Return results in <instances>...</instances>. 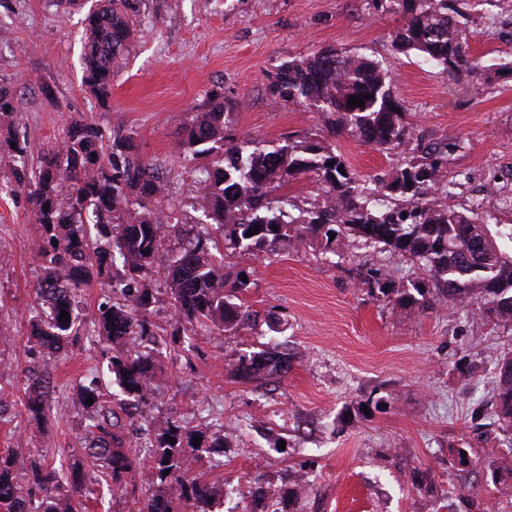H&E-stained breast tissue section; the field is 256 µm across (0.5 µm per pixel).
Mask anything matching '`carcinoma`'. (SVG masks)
I'll return each instance as SVG.
<instances>
[{
    "label": "carcinoma",
    "instance_id": "carcinoma-1",
    "mask_svg": "<svg viewBox=\"0 0 512 512\" xmlns=\"http://www.w3.org/2000/svg\"><path fill=\"white\" fill-rule=\"evenodd\" d=\"M130 0H104L91 13L84 33V83L99 99L112 96L115 70L134 36ZM372 16L399 15L402 25L392 46L414 51L422 62L468 78L472 92L492 78L490 68L473 57L461 29L459 0H371ZM270 90L290 105L322 115L326 135L257 147L252 139L230 133L239 103L212 93L193 110L184 126L183 153L194 164L195 195L171 203L174 180L137 152L132 134L108 136L92 121L74 120L61 142L31 165L26 142L15 126L12 93L0 86V128L15 144L14 181L31 204L32 223L47 247L39 253L46 276L35 287L45 316L33 324L37 346L51 353L68 347L82 323L90 321L112 350V382L134 408L149 403L156 379L161 341L149 319L156 303L153 283L163 277L170 291L176 323L186 330L204 326L235 333L257 325L258 316L244 306L255 285L254 270L224 269L220 249L241 256L264 257L312 248L338 254L344 242L381 246L391 258H406L417 270L400 274L389 265L365 266L357 272L360 288L400 311L421 314L435 308L466 310L512 327V224H485L481 205L458 209L448 203L452 189L448 159L460 147L457 136L435 140L414 135L408 112L386 83L379 63L363 55L321 49L280 66ZM365 106L350 107L349 98ZM348 135L401 160L374 184L360 179L333 139ZM301 177L313 179L317 195L298 204L275 191ZM200 210L215 225L205 237L185 222V209ZM407 217H402V214ZM177 227L182 242L169 249L167 229ZM258 233L248 235L252 228ZM335 237H330V234ZM168 252L158 270L156 257ZM112 272L107 282L112 301L90 318L81 314L77 291L93 274ZM247 277L243 282L241 277ZM68 319L59 321L61 311ZM231 374L242 382L283 377L290 358L281 343L249 354L229 356ZM493 385L497 422L512 430V355L496 360ZM48 373L34 372L24 409L39 421L46 416ZM87 429L92 440L84 453L93 465L121 487L122 478L138 473L147 494L138 512H214L224 485L195 471L201 454H222L231 447L220 432L190 428L181 417L145 423L152 454L140 461L126 446L124 434L101 404L95 381L82 387ZM199 437V446L194 438ZM13 462L0 459V512H76L84 492V470L30 466V487L12 474ZM169 474H164V471ZM305 476L286 471L276 481L257 473L248 491L247 512H299Z\"/></svg>",
    "mask_w": 512,
    "mask_h": 512
}]
</instances>
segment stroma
<instances>
[{
  "instance_id": "35a3bbf8",
  "label": "stroma",
  "mask_w": 512,
  "mask_h": 512,
  "mask_svg": "<svg viewBox=\"0 0 512 512\" xmlns=\"http://www.w3.org/2000/svg\"><path fill=\"white\" fill-rule=\"evenodd\" d=\"M101 0H0V84L14 95L30 159L64 137L84 117L105 133H133L144 159L175 175L179 198L194 190L181 154L183 127L211 92L240 100L234 133L261 145L319 133V113L274 96L272 76L283 63L334 48L378 61L409 120L428 139L456 134L464 143L450 166L463 186L459 208L483 200L495 223L512 224V0H471L466 41L471 54L495 67L484 90L395 51L398 15L369 19L368 0H133L137 34L100 103L83 83L86 17ZM361 179L375 181L398 162L350 136L336 138ZM14 163L0 149V456L65 467L82 458L88 440L79 388L98 377L104 399L140 456H148L142 420L169 415L223 428L233 446L204 458L198 470L224 483L215 512H241L255 471L270 478L286 469L307 474L303 512H512V480L487 482L490 460L512 467V432L497 427L492 376L497 357L512 352V329L491 319L446 311L402 314L360 290L359 264L389 257L357 243L337 256L307 249L252 261L250 310L286 319L272 336L265 324L225 336L199 331L169 342L160 359L150 406L127 416L111 382L110 354L90 323L57 354L39 351L32 325L43 310L34 286L43 276L37 255L45 242L30 221L25 191L15 189ZM497 183L501 195L484 189ZM278 338L292 356L285 378L244 384L226 369L229 353L259 350ZM48 369L46 416L24 410L31 371ZM376 395L385 408L354 416ZM465 442L471 462L453 466L448 447ZM431 471L432 490L419 491L407 468ZM140 478L123 489L95 477L84 512H136Z\"/></svg>"
}]
</instances>
